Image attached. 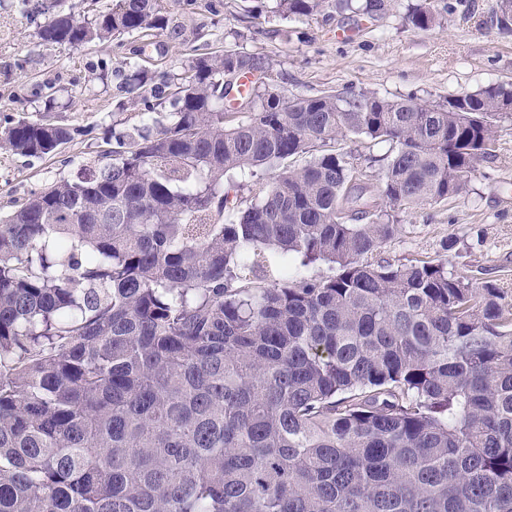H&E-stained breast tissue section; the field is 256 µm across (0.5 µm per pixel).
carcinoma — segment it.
<instances>
[{
	"label": "carcinoma",
	"mask_w": 512,
	"mask_h": 512,
	"mask_svg": "<svg viewBox=\"0 0 512 512\" xmlns=\"http://www.w3.org/2000/svg\"><path fill=\"white\" fill-rule=\"evenodd\" d=\"M435 2L414 28L441 24ZM31 13L72 50L166 26L157 0ZM131 67L133 131L0 217V512H512V304L447 259L378 257L399 213L464 192L512 84L427 102L256 80L238 114L228 75L259 65L227 50L162 112ZM351 136L389 145L374 186ZM71 138L25 117L0 143Z\"/></svg>",
	"instance_id": "1"
}]
</instances>
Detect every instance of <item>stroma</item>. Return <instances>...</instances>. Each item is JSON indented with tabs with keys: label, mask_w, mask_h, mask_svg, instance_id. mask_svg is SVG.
<instances>
[{
	"label": "stroma",
	"mask_w": 512,
	"mask_h": 512,
	"mask_svg": "<svg viewBox=\"0 0 512 512\" xmlns=\"http://www.w3.org/2000/svg\"><path fill=\"white\" fill-rule=\"evenodd\" d=\"M368 2L352 0L340 10L326 0L320 13L293 20L274 13L273 0H158L166 28L69 50L39 39L44 16L0 0V131L33 115L50 93L58 107L48 121L74 131L43 157L0 149V215L76 177L96 161L106 137L136 124L140 105L121 109L116 100L134 62L161 88L188 74L197 58L241 48L259 61L269 90L296 96L352 88L432 102L512 83V33L492 22L500 0H439L452 12L428 31L406 19L420 0H384L369 15ZM380 256L394 264L449 259L471 287L493 282L512 303V119L502 121L492 155L480 161L465 193L401 214Z\"/></svg>",
	"instance_id": "obj_1"
}]
</instances>
